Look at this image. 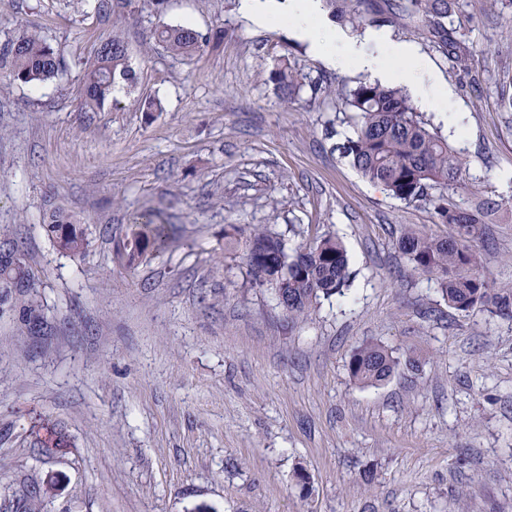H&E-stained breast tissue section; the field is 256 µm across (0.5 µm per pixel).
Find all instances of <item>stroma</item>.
Wrapping results in <instances>:
<instances>
[{
  "instance_id": "stroma-1",
  "label": "stroma",
  "mask_w": 512,
  "mask_h": 512,
  "mask_svg": "<svg viewBox=\"0 0 512 512\" xmlns=\"http://www.w3.org/2000/svg\"><path fill=\"white\" fill-rule=\"evenodd\" d=\"M0 0V45L18 28L61 48L38 86L0 69V226L27 247L54 326L30 336L0 317V512H512V318L460 312L398 250L407 228L446 236L428 202L365 180L339 150L346 92L362 76L325 66L282 22L284 0ZM474 56L455 62L413 17L384 25L448 84L460 129L423 110L467 161L465 208L495 203L474 243L483 274L512 290V0H459ZM219 34L173 57L159 23ZM121 35L138 75L116 104L80 110L86 61ZM287 56L304 87L284 101L268 74ZM159 97L146 118L140 102ZM59 207L89 224L82 259L45 236ZM172 237L130 270L113 260L137 214ZM325 234L347 249L344 295L289 319L252 288L229 225ZM373 340L419 372L354 384ZM66 442L42 448L48 431ZM304 472L307 486L297 483Z\"/></svg>"
}]
</instances>
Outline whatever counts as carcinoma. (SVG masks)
I'll return each instance as SVG.
<instances>
[{
    "instance_id": "1",
    "label": "carcinoma",
    "mask_w": 512,
    "mask_h": 512,
    "mask_svg": "<svg viewBox=\"0 0 512 512\" xmlns=\"http://www.w3.org/2000/svg\"><path fill=\"white\" fill-rule=\"evenodd\" d=\"M328 14L359 26L393 23L403 16L418 18L431 38L464 62L472 50L467 34L448 29L447 19L456 14L457 0H398L388 13L365 12L362 0H323ZM156 40L174 56H191L203 50L209 38L183 25H161ZM0 65L20 83L38 85L56 77L62 68L59 49L36 33L20 28L0 47ZM269 79L282 97L292 99L302 83L288 65L276 60ZM137 83L125 42L113 36L101 42L85 65L81 111L90 115L102 111L112 100L116 87ZM348 111L354 113V132L340 146L342 153L366 180L383 186L393 196L408 202L425 200L433 205L448 236L438 237L410 228L398 240L399 249L412 268L435 277L442 299L460 311L475 310L512 318V294L494 286L480 271V256L470 242L479 236L486 211L458 206L449 195L466 187V161L448 140L428 128L422 113L402 87L360 82L345 96ZM53 246L73 258L83 257L92 243L88 225L77 216L55 209L41 224ZM164 230L153 223L151 214L135 217V228L114 243V259L136 268L148 255L159 252ZM249 284L282 292L288 302L283 312L294 320L308 317L320 298L344 294L350 272L347 251L335 236L324 235L293 253L285 248L284 235L266 226H253L244 242ZM43 288L25 260L24 245L0 230V312L17 318L29 334L41 332L48 315L40 304ZM415 360L393 355L385 346L365 341L352 353L348 363L350 379L361 386L386 383L401 365Z\"/></svg>"
}]
</instances>
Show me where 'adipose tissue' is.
<instances>
[{
    "instance_id": "ef3b65f1",
    "label": "adipose tissue",
    "mask_w": 512,
    "mask_h": 512,
    "mask_svg": "<svg viewBox=\"0 0 512 512\" xmlns=\"http://www.w3.org/2000/svg\"><path fill=\"white\" fill-rule=\"evenodd\" d=\"M325 16L322 0H288L286 20L295 25L331 68L363 72L382 84H405L423 104L458 121L459 111L451 90L438 80L430 65L413 61L410 48L375 31L367 32L360 41L340 39Z\"/></svg>"
}]
</instances>
